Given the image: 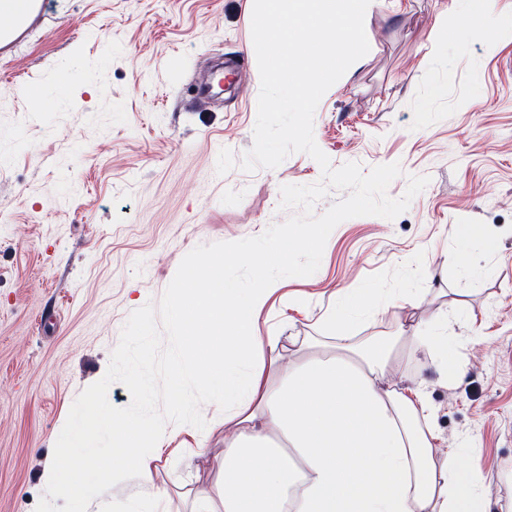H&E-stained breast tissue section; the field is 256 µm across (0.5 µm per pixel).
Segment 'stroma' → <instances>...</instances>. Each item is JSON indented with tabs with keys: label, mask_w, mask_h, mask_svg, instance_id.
Returning a JSON list of instances; mask_svg holds the SVG:
<instances>
[{
	"label": "stroma",
	"mask_w": 512,
	"mask_h": 512,
	"mask_svg": "<svg viewBox=\"0 0 512 512\" xmlns=\"http://www.w3.org/2000/svg\"><path fill=\"white\" fill-rule=\"evenodd\" d=\"M495 7L492 42L469 35L458 0H383L368 17L373 48L323 95L315 141L335 168L399 163L391 197L408 176L430 182L396 218L338 224L318 271L281 279L255 323L262 336H322L337 301L371 288L381 307L351 332L388 336L408 317L446 332L447 363L421 349L394 377L423 384L440 452L476 467L489 512H512V0ZM251 12L252 0H47L0 49V512H35L75 399L183 257L262 234L288 217L281 186L320 180L304 153L216 171L221 149L239 159L253 145ZM230 61L240 81L197 98ZM430 288L445 294L402 306ZM201 413L205 429L184 426L181 440L222 454L223 412ZM155 467L154 486L113 489L111 512L131 498L188 512L187 490L210 480L166 452Z\"/></svg>",
	"instance_id": "stroma-1"
}]
</instances>
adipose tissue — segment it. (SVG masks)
Instances as JSON below:
<instances>
[{
	"mask_svg": "<svg viewBox=\"0 0 512 512\" xmlns=\"http://www.w3.org/2000/svg\"><path fill=\"white\" fill-rule=\"evenodd\" d=\"M317 243L308 234L265 244L247 290L224 275L240 257L230 247L182 274L170 390L179 393L188 373L224 405V453L209 459L214 481L193 493L190 512H487L459 451L438 456L422 386L387 380L398 347L444 354L446 334L412 323L394 337L349 333L373 310L370 291L334 309L331 354L256 335L253 313L278 287L267 265H287L290 250Z\"/></svg>",
	"mask_w": 512,
	"mask_h": 512,
	"instance_id": "obj_1",
	"label": "adipose tissue"
}]
</instances>
